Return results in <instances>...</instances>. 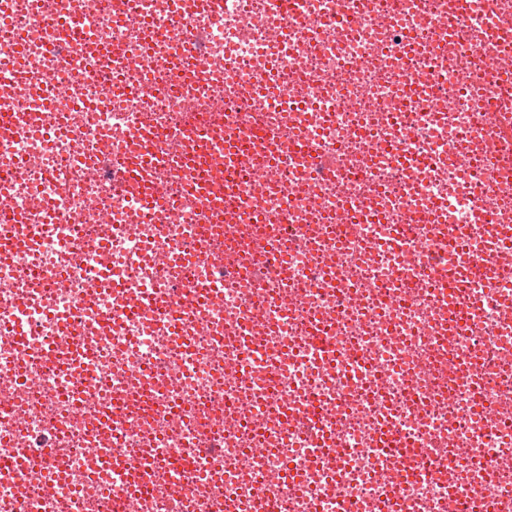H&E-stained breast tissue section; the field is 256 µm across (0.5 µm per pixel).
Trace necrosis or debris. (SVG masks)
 <instances>
[{
	"instance_id": "necrosis-or-debris-1",
	"label": "necrosis or debris",
	"mask_w": 512,
	"mask_h": 512,
	"mask_svg": "<svg viewBox=\"0 0 512 512\" xmlns=\"http://www.w3.org/2000/svg\"><path fill=\"white\" fill-rule=\"evenodd\" d=\"M0 110V512H512V0H8ZM3 224L2 233L0 235V253L10 251L19 241H34L35 225L23 224V220L14 215H1V223ZM6 239H11L8 244H4Z\"/></svg>"
}]
</instances>
